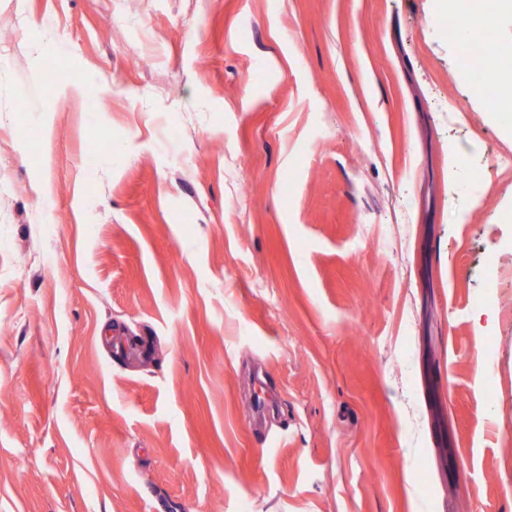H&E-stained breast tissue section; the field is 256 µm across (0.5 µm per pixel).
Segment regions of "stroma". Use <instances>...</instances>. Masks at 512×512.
Here are the masks:
<instances>
[{
    "instance_id": "1",
    "label": "stroma",
    "mask_w": 512,
    "mask_h": 512,
    "mask_svg": "<svg viewBox=\"0 0 512 512\" xmlns=\"http://www.w3.org/2000/svg\"><path fill=\"white\" fill-rule=\"evenodd\" d=\"M445 8L0 0V512H512V126Z\"/></svg>"
}]
</instances>
